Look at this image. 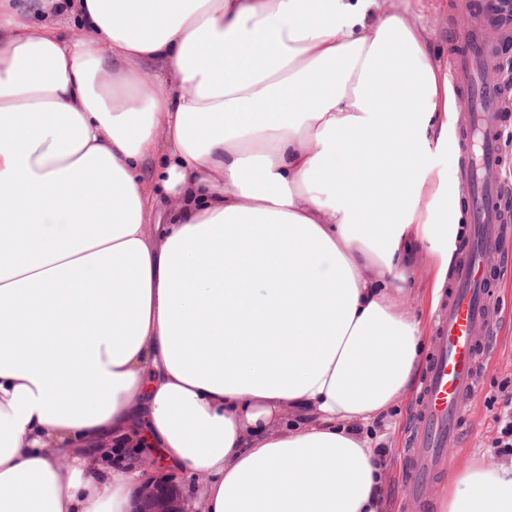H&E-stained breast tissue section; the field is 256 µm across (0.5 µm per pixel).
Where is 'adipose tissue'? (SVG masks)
Segmentation results:
<instances>
[{
  "label": "adipose tissue",
  "mask_w": 512,
  "mask_h": 512,
  "mask_svg": "<svg viewBox=\"0 0 512 512\" xmlns=\"http://www.w3.org/2000/svg\"><path fill=\"white\" fill-rule=\"evenodd\" d=\"M448 68L383 0H0V512H385L369 427L460 231ZM441 512H512V462ZM159 476L170 478L178 486L182 485H201L204 481L203 476H194L187 478L184 474L164 469L159 472ZM171 480L156 479L139 490L131 512H193L189 507V497L183 496L179 487Z\"/></svg>",
  "instance_id": "obj_1"
}]
</instances>
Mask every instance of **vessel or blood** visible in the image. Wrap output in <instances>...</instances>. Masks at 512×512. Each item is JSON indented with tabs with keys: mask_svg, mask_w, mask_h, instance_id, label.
Wrapping results in <instances>:
<instances>
[{
	"mask_svg": "<svg viewBox=\"0 0 512 512\" xmlns=\"http://www.w3.org/2000/svg\"><path fill=\"white\" fill-rule=\"evenodd\" d=\"M498 10L496 0H485L480 25L467 34L464 51L452 56L453 88L463 113L458 134L460 179L470 226L448 299L434 321V343L410 433V453L402 469L411 496L423 505L436 478L452 466L446 450L460 439L461 421L477 393L480 364L496 346V278L485 257L499 247L512 223V215L500 206L503 189L483 177L503 161L501 138L506 119L499 106L512 92V86L487 79L488 72L499 65V53L484 28L498 22Z\"/></svg>",
	"mask_w": 512,
	"mask_h": 512,
	"instance_id": "b4317fda",
	"label": "vessel or blood"
}]
</instances>
